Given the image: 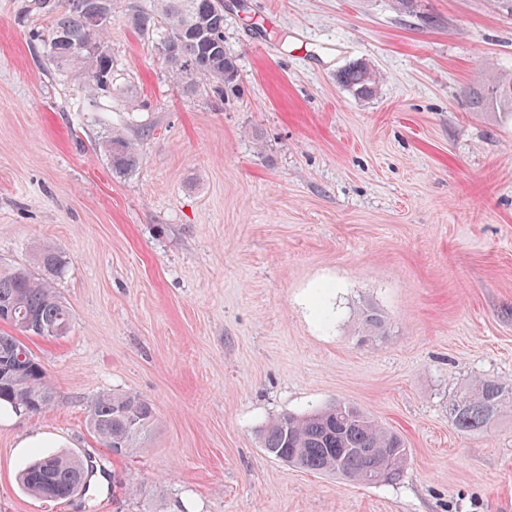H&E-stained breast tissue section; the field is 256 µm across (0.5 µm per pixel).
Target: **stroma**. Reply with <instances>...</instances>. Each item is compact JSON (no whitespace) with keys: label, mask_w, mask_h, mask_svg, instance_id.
I'll list each match as a JSON object with an SVG mask.
<instances>
[{"label":"stroma","mask_w":512,"mask_h":512,"mask_svg":"<svg viewBox=\"0 0 512 512\" xmlns=\"http://www.w3.org/2000/svg\"><path fill=\"white\" fill-rule=\"evenodd\" d=\"M34 0H0V269L54 278L63 337H24L55 402L0 425V512H512V404L463 433L448 402L512 384V117L461 90L512 75V0H224L239 93L189 92L123 15L110 94L44 57ZM366 62L361 99L338 80ZM125 129L140 164L113 172ZM387 334L361 341V310ZM156 421L117 456L86 426L103 393ZM358 407L409 448L363 485L269 456L283 413ZM90 458L88 492L18 476L26 432ZM341 83L354 95L369 98L378 92L379 76L369 64L354 63L340 74Z\"/></svg>","instance_id":"obj_1"}]
</instances>
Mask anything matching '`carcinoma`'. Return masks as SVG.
<instances>
[{
    "label": "carcinoma",
    "instance_id": "carcinoma-1",
    "mask_svg": "<svg viewBox=\"0 0 512 512\" xmlns=\"http://www.w3.org/2000/svg\"><path fill=\"white\" fill-rule=\"evenodd\" d=\"M116 0H38L37 8L50 18L47 61L58 72L77 71L94 89H112V53L104 37L114 17ZM125 18L138 34L155 37L166 50L164 61L186 90L205 80L222 94L237 90L236 59L224 50V0H126ZM353 94L369 98L378 92L379 76L369 64L354 63L340 74ZM474 108L512 114V78L491 77L467 88ZM112 170L123 173L140 162L136 144L123 132L107 137ZM45 275L61 271V253H40ZM67 303L49 288L46 279L22 268L0 271V322L29 335L57 337L72 326ZM385 321L375 312L362 313L358 335H385ZM39 413L55 401L45 371L16 336L0 334V399ZM512 400V388L494 380L475 378L454 397L449 414L459 431H484L502 406ZM155 409L136 393L103 394L91 401L87 422L103 446L116 455L136 447L155 421ZM267 454L300 469L341 475L370 485L394 479L407 460L400 435L380 425L358 408L335 403L303 415L282 414L262 434ZM87 471L75 453H44L21 472L24 491L42 499L63 500L86 489Z\"/></svg>",
    "mask_w": 512,
    "mask_h": 512
}]
</instances>
